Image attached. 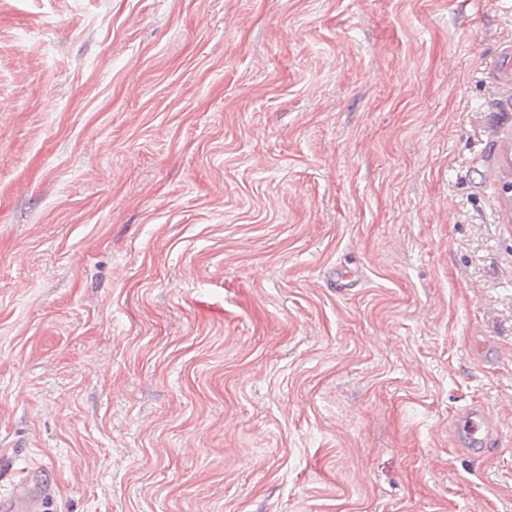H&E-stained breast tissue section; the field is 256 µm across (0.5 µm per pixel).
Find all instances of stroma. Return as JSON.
<instances>
[{
	"instance_id": "stroma-1",
	"label": "stroma",
	"mask_w": 512,
	"mask_h": 512,
	"mask_svg": "<svg viewBox=\"0 0 512 512\" xmlns=\"http://www.w3.org/2000/svg\"><path fill=\"white\" fill-rule=\"evenodd\" d=\"M506 57L512 0H0V494L512 512ZM464 418L470 423L466 433L469 435L470 453L475 456L490 453L498 446V437L485 427L484 415L476 409H469L465 412Z\"/></svg>"
}]
</instances>
